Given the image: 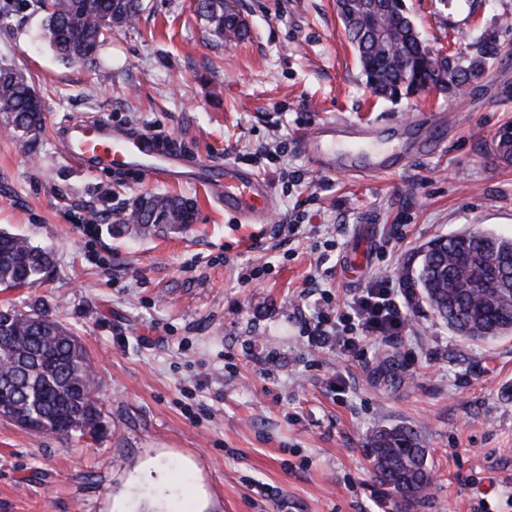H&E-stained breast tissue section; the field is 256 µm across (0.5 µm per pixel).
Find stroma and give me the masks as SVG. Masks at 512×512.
<instances>
[{
  "instance_id": "obj_1",
  "label": "stroma",
  "mask_w": 512,
  "mask_h": 512,
  "mask_svg": "<svg viewBox=\"0 0 512 512\" xmlns=\"http://www.w3.org/2000/svg\"><path fill=\"white\" fill-rule=\"evenodd\" d=\"M232 2L248 35L228 45L212 41L193 0H143L93 71L41 42L36 0H0V68L21 73L44 109L29 150L0 113V229L54 258L42 286L0 287V307L60 316L92 361L102 410L86 438L0 419V512H394L367 441L395 425L428 450L426 512H512V333L463 339L403 293L405 332L371 341L357 362L315 351L300 321L317 270L340 303L378 274L400 277L437 236L512 238V163L493 150L512 122V56L456 97L391 102L370 93L336 0ZM406 4L449 53L468 54L488 31L512 45V0ZM422 111L432 127H409ZM96 115L171 136L188 164L263 177L268 223H238L202 184L66 161L58 126ZM339 119L400 128L399 149L433 146L364 179L319 171L299 134ZM144 194L194 201V224H120ZM277 220L318 231L279 241ZM248 264L263 272L244 283ZM386 354L401 377L392 389L372 378Z\"/></svg>"
}]
</instances>
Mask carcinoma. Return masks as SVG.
Segmentation results:
<instances>
[{
  "mask_svg": "<svg viewBox=\"0 0 512 512\" xmlns=\"http://www.w3.org/2000/svg\"><path fill=\"white\" fill-rule=\"evenodd\" d=\"M45 12L42 39L64 62L91 66L115 30L128 27L142 11V0H40ZM345 35L372 92L391 100L437 90L453 97L459 87L487 74L509 54L496 35L487 34L467 56L453 60L455 78L441 79L433 65L439 50L427 44L411 19L405 0H337ZM199 16L218 42L240 41L246 32L224 26L225 0H199ZM0 112L17 140L31 149L40 133L39 94L17 73L0 69ZM494 149L512 161V126L496 136ZM194 219L193 204L178 198H138L125 221L184 227ZM418 267L405 274L410 295L424 301L455 333L473 340L512 331V238L490 231L440 236L417 251ZM52 270L44 248L0 231V287L32 288ZM100 384L91 360L60 318L32 307L0 308V404L13 409V423L38 433L95 435L101 424ZM370 465L385 495L403 512L428 507L433 486L427 448L418 431L396 426L374 432L368 443Z\"/></svg>",
  "mask_w": 512,
  "mask_h": 512,
  "instance_id": "carcinoma-1",
  "label": "carcinoma"
}]
</instances>
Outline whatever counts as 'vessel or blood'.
<instances>
[{
  "label": "vessel or blood",
  "mask_w": 512,
  "mask_h": 512,
  "mask_svg": "<svg viewBox=\"0 0 512 512\" xmlns=\"http://www.w3.org/2000/svg\"><path fill=\"white\" fill-rule=\"evenodd\" d=\"M58 135L63 157L86 170L131 169L147 178L172 183L195 180L210 186L223 200L225 213L239 223L262 224L267 219L270 194L266 182L234 163H225L218 172L205 164L190 170L174 149L163 146L152 135L112 132L102 119L69 121L59 128ZM382 137L380 127L334 121L304 131L300 145L314 167L333 171L346 166L353 175L360 176L368 167L384 170L395 166V158L377 148Z\"/></svg>",
  "instance_id": "vessel-or-blood-1"
}]
</instances>
